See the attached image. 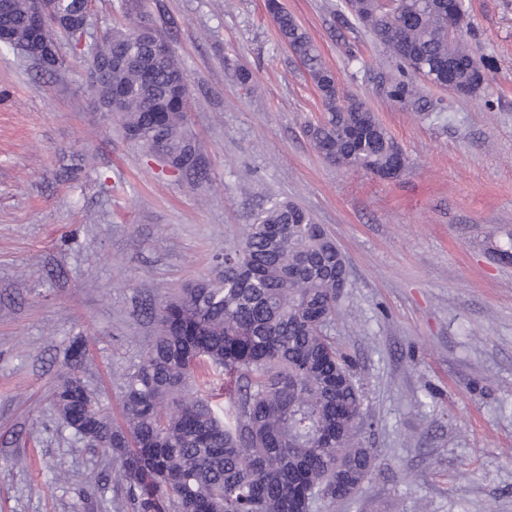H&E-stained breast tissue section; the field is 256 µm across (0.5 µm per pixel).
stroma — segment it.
Here are the masks:
<instances>
[{
	"label": "stroma",
	"mask_w": 512,
	"mask_h": 512,
	"mask_svg": "<svg viewBox=\"0 0 512 512\" xmlns=\"http://www.w3.org/2000/svg\"><path fill=\"white\" fill-rule=\"evenodd\" d=\"M280 2L399 143V177L317 152L305 128L320 93L265 0H132L125 14L92 0L51 75L0 49V512H132L110 455L53 405L70 342L86 340L81 375L120 416L156 332L145 303L209 274L276 200L323 225L349 267L328 332L365 392L375 468L323 512H512V260L498 252L512 238V0H465L487 83L467 98L420 83L430 112L391 97L395 62L344 0ZM126 17L183 66L205 179L163 173L86 93L93 44Z\"/></svg>",
	"instance_id": "35a3bbf8"
}]
</instances>
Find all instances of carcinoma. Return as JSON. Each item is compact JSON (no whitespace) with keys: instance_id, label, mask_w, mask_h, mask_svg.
<instances>
[{"instance_id":"obj_1","label":"carcinoma","mask_w":512,"mask_h":512,"mask_svg":"<svg viewBox=\"0 0 512 512\" xmlns=\"http://www.w3.org/2000/svg\"><path fill=\"white\" fill-rule=\"evenodd\" d=\"M33 0L0 10V49L30 53ZM354 19L406 72L420 61L434 80L448 70L466 96L486 76L465 40L447 29L445 0H397L388 18L379 0H345ZM88 0H56L63 28L48 34L74 42L68 22L84 18ZM280 39L320 92L325 117L308 133L329 162L381 173L401 147L377 116L353 99L340 101L336 76L306 30L285 10L275 16ZM103 74L87 87L103 112L117 113L127 139L152 152L165 144L168 171L206 174L199 143L185 130L188 84L172 92L181 71L175 55H153L129 24L107 28L94 52ZM390 95L428 109L416 77ZM348 283L336 240L297 205L273 202L248 225L241 248L215 257L212 272L151 307L157 334L122 382V419L76 369L79 340L52 394L63 424L112 456L108 481L133 512H306L353 496L374 468L371 449L356 439L368 423L352 360L326 328Z\"/></svg>"}]
</instances>
